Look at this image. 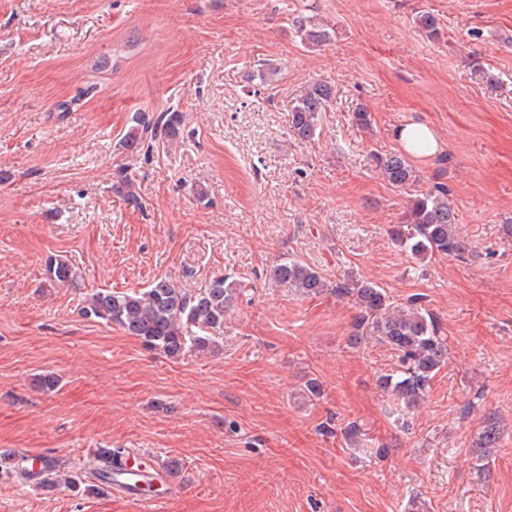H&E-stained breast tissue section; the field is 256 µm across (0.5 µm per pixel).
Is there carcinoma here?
Segmentation results:
<instances>
[{
  "instance_id": "1",
  "label": "carcinoma",
  "mask_w": 512,
  "mask_h": 512,
  "mask_svg": "<svg viewBox=\"0 0 512 512\" xmlns=\"http://www.w3.org/2000/svg\"><path fill=\"white\" fill-rule=\"evenodd\" d=\"M417 25L429 37L439 36L437 18L429 11L416 16ZM293 26L303 44L320 47L328 44L335 29L320 18L297 16ZM332 88L324 82L313 83L297 99L289 114V128L300 141L315 138L322 113L332 98ZM134 126L122 144L128 150L142 145L149 137L168 147L176 143L182 132L184 116L165 112L153 116L138 112ZM378 166L383 178L392 186L409 189L419 182V174L401 153L382 157ZM409 233L391 232L393 241L415 257L441 255L462 258L470 244L457 233V213L448 199V188L436 185L426 192L409 194L406 203ZM48 279L55 284H73L74 269L65 261H57L48 269ZM270 279L281 288L301 296L316 297L329 292L352 302L356 313L349 341L355 346L376 342L387 345L397 356L398 371L384 374L379 382L391 392L399 404L415 406L424 396L435 374L448 361V344L440 336V328L432 313L413 300L393 306L378 284L368 280L344 279L335 286L318 271L297 259H286L270 270ZM240 288L224 276L210 279L203 287L188 290L167 277L155 279L148 287L126 292L97 291L82 307L86 318H94L120 327L148 349L170 359L179 360L188 353L216 355L224 350V321L234 306ZM125 458L122 448H110L105 454L88 460L103 477H112V463ZM60 485L80 487L77 475L56 474L50 481L37 484L51 491Z\"/></svg>"
}]
</instances>
